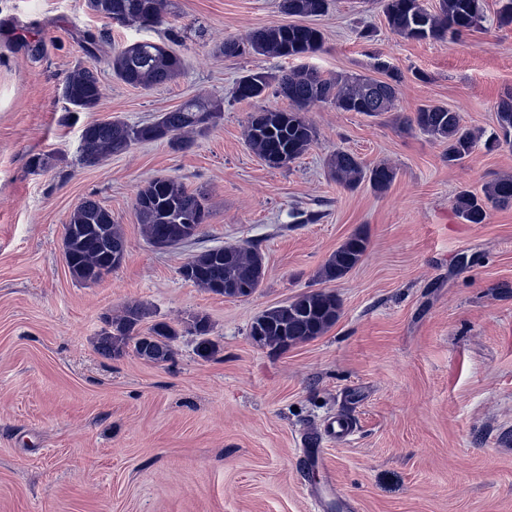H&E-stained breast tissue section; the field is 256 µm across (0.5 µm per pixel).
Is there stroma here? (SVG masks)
I'll use <instances>...</instances> for the list:
<instances>
[{"label":"stroma","instance_id":"35a3bbf8","mask_svg":"<svg viewBox=\"0 0 512 512\" xmlns=\"http://www.w3.org/2000/svg\"><path fill=\"white\" fill-rule=\"evenodd\" d=\"M279 3L168 0L145 29L95 15L85 0H0V512H512V205L489 207L482 224L453 209L460 191L512 175V148L480 146L451 166L405 123L436 103L475 132L496 131L512 92V25L498 26L499 0H486L482 28L463 40L415 41L389 29L379 0H330L304 20L323 34L316 53L220 52L224 40L289 23ZM87 32L103 37L93 58ZM142 39L179 54L184 73L149 90L113 79L112 53ZM80 64L97 69L105 96L70 119L60 88ZM302 67L402 83L379 118L313 107L315 142L274 169L245 133L252 113L289 102H240L233 87L250 71ZM196 96L222 112L189 147L138 143L82 162L85 124L149 123ZM339 148L365 168L392 166L394 181L383 192L344 187L328 169ZM36 154L48 168L30 166ZM158 176L203 191L209 211L195 240L166 250L147 243L135 213L139 189ZM88 196L121 225L127 251L84 285L62 243ZM358 231L369 239L360 264L322 283V265ZM216 245L262 252L252 296L181 277ZM322 287L340 303L326 333L281 351L252 341L262 311ZM132 304L146 311L139 331L177 330L169 361L97 352L107 318ZM198 317L214 354L198 350ZM339 414L352 434L324 439Z\"/></svg>","mask_w":512,"mask_h":512}]
</instances>
